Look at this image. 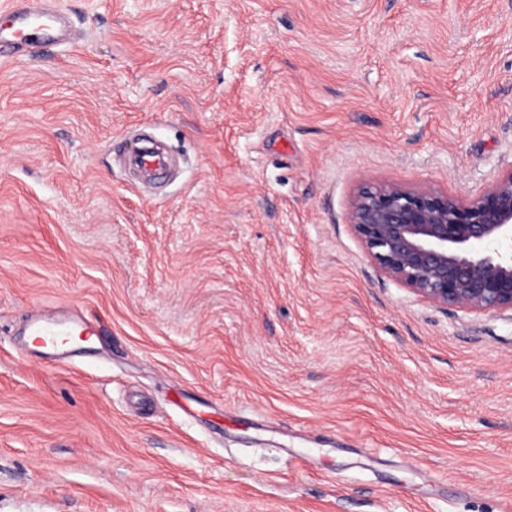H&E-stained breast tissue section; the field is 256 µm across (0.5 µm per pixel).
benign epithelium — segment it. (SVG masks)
Here are the masks:
<instances>
[{"instance_id": "obj_1", "label": "benign epithelium", "mask_w": 512, "mask_h": 512, "mask_svg": "<svg viewBox=\"0 0 512 512\" xmlns=\"http://www.w3.org/2000/svg\"><path fill=\"white\" fill-rule=\"evenodd\" d=\"M350 224L379 269L417 295L445 309L512 312V167L467 203L432 188L363 187Z\"/></svg>"}]
</instances>
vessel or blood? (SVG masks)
Instances as JSON below:
<instances>
[{
    "mask_svg": "<svg viewBox=\"0 0 512 512\" xmlns=\"http://www.w3.org/2000/svg\"><path fill=\"white\" fill-rule=\"evenodd\" d=\"M81 32L68 14L55 8L52 0H8L0 6V57L19 58L53 45L69 47L81 40ZM128 164L149 173L153 181L166 179L170 159L152 140H142L127 153ZM91 324L84 321L60 320L55 312L42 310L28 327L29 336L42 348L57 351L69 333H93Z\"/></svg>",
    "mask_w": 512,
    "mask_h": 512,
    "instance_id": "obj_1",
    "label": "vessel or blood"
}]
</instances>
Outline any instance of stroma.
<instances>
[{
    "instance_id": "35a3bbf8",
    "label": "stroma",
    "mask_w": 512,
    "mask_h": 512,
    "mask_svg": "<svg viewBox=\"0 0 512 512\" xmlns=\"http://www.w3.org/2000/svg\"><path fill=\"white\" fill-rule=\"evenodd\" d=\"M57 4L82 42L0 59V512H499L512 314L391 280L348 214L512 166V0ZM45 307L98 336L42 355ZM127 150H123L119 159H123ZM128 164L145 173H149L153 181L160 182L167 178L170 168V158L165 151L152 140L137 142L132 150L127 153Z\"/></svg>"
}]
</instances>
